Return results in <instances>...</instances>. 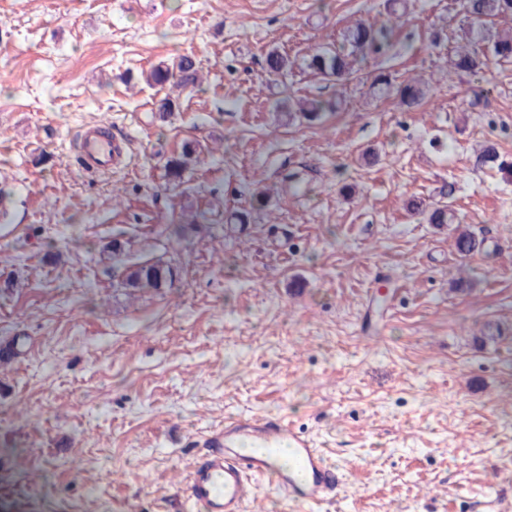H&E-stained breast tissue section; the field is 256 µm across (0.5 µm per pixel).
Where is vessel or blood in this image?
Instances as JSON below:
<instances>
[{"instance_id": "vessel-or-blood-1", "label": "vessel or blood", "mask_w": 512, "mask_h": 512, "mask_svg": "<svg viewBox=\"0 0 512 512\" xmlns=\"http://www.w3.org/2000/svg\"><path fill=\"white\" fill-rule=\"evenodd\" d=\"M123 142L107 137L98 125L83 127L80 165L106 170L123 156ZM201 449L186 477L194 512H245L259 480L285 499L303 506L337 499L344 487L341 471L312 437L280 417L225 419L199 436Z\"/></svg>"}]
</instances>
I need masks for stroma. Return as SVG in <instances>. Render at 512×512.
I'll use <instances>...</instances> for the list:
<instances>
[{
  "instance_id": "obj_1",
  "label": "stroma",
  "mask_w": 512,
  "mask_h": 512,
  "mask_svg": "<svg viewBox=\"0 0 512 512\" xmlns=\"http://www.w3.org/2000/svg\"><path fill=\"white\" fill-rule=\"evenodd\" d=\"M388 11L0 0V191L16 228L0 240V343L23 345L0 363V474L21 512H185L192 437L264 415L343 471L336 512L512 500V61L455 71L458 0H406L387 53L342 81L308 68ZM272 51L287 75L267 71ZM185 54L201 85L159 119L142 74ZM382 74L422 79L424 99L377 95ZM288 96L333 108L288 125ZM90 122L126 138L120 166L82 169ZM188 141L207 151L175 186L166 163ZM445 199L481 242L469 257L426 219ZM140 263L170 266L171 283L123 287Z\"/></svg>"
}]
</instances>
